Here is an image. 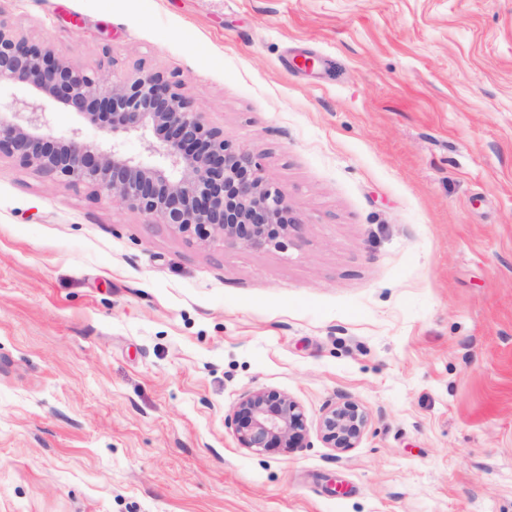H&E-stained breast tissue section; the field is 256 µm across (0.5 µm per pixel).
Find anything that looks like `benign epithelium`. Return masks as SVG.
Wrapping results in <instances>:
<instances>
[{"label":"benign epithelium","instance_id":"1","mask_svg":"<svg viewBox=\"0 0 512 512\" xmlns=\"http://www.w3.org/2000/svg\"><path fill=\"white\" fill-rule=\"evenodd\" d=\"M0 79L25 90L0 113V155L101 189L154 224L226 247H276L300 223L258 157L206 126L180 83L162 73L120 79L77 68L16 34L0 10ZM46 100L112 134V145L86 142L76 130L51 136ZM130 133L152 134L145 156L123 153L118 137ZM227 424L240 447L256 452L300 448L307 432L301 406L264 388L244 393ZM366 426V412L342 398L324 412L319 434L326 447L346 451Z\"/></svg>","mask_w":512,"mask_h":512}]
</instances>
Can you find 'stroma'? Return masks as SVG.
<instances>
[{
	"mask_svg": "<svg viewBox=\"0 0 512 512\" xmlns=\"http://www.w3.org/2000/svg\"><path fill=\"white\" fill-rule=\"evenodd\" d=\"M176 75L299 216L224 247L0 156V512H512V0H0ZM285 393L303 447H239ZM368 416L325 447L339 397ZM227 424L240 447L256 452L300 448L307 432L301 406L284 393L264 388L244 393ZM367 415L359 405L347 398L331 404L319 423V434L328 448L346 451L356 447L367 426Z\"/></svg>",
	"mask_w": 512,
	"mask_h": 512,
	"instance_id": "1",
	"label": "stroma"
}]
</instances>
